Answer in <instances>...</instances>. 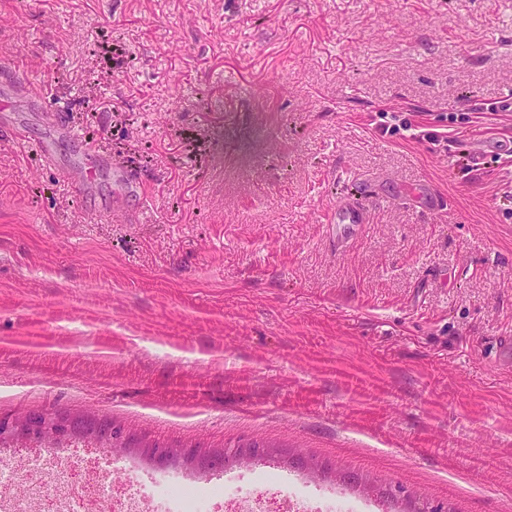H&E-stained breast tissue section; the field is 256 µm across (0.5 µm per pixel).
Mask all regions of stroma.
Masks as SVG:
<instances>
[{
	"label": "stroma",
	"mask_w": 512,
	"mask_h": 512,
	"mask_svg": "<svg viewBox=\"0 0 512 512\" xmlns=\"http://www.w3.org/2000/svg\"><path fill=\"white\" fill-rule=\"evenodd\" d=\"M4 76L0 416L512 512V0H0ZM365 219L366 211L359 203L346 200L336 206V223L362 224Z\"/></svg>",
	"instance_id": "35a3bbf8"
}]
</instances>
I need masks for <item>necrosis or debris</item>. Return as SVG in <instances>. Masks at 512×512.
<instances>
[{
    "instance_id": "4bbe7bcc",
    "label": "necrosis or debris",
    "mask_w": 512,
    "mask_h": 512,
    "mask_svg": "<svg viewBox=\"0 0 512 512\" xmlns=\"http://www.w3.org/2000/svg\"><path fill=\"white\" fill-rule=\"evenodd\" d=\"M46 478L31 496L16 498L10 489L0 486V512H74L73 504L85 501L97 504L99 512H217L218 505L234 504L241 512H267L260 498L239 489H229L210 478L186 475L143 477L137 463L124 467L121 483L123 500L99 495L93 481L99 470L90 466L81 452L60 460L55 449L43 455ZM67 463L70 476L56 471ZM285 512H365V501L331 491L308 497L302 490H289L284 498Z\"/></svg>"
}]
</instances>
